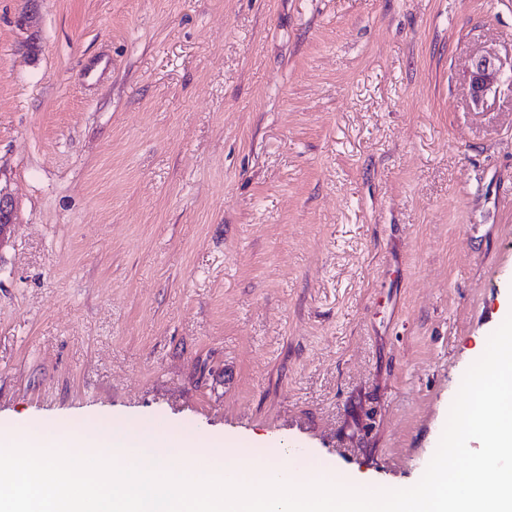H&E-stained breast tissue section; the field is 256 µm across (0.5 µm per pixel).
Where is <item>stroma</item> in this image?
Segmentation results:
<instances>
[{
    "mask_svg": "<svg viewBox=\"0 0 512 512\" xmlns=\"http://www.w3.org/2000/svg\"><path fill=\"white\" fill-rule=\"evenodd\" d=\"M512 0H0V420L411 487L512 308ZM505 80L503 69L493 58H476L469 73V93L475 105L486 102L488 94Z\"/></svg>",
    "mask_w": 512,
    "mask_h": 512,
    "instance_id": "stroma-1",
    "label": "stroma"
}]
</instances>
